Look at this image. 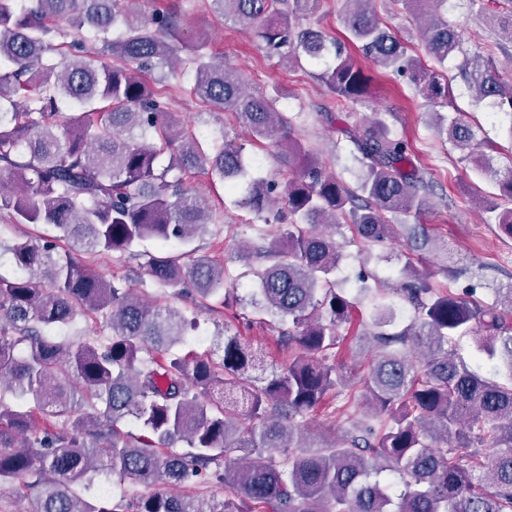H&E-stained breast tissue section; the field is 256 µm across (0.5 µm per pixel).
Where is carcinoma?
<instances>
[{"mask_svg":"<svg viewBox=\"0 0 512 512\" xmlns=\"http://www.w3.org/2000/svg\"><path fill=\"white\" fill-rule=\"evenodd\" d=\"M131 0H0V210L15 224L50 232L7 246L15 274L0 276V485L35 489L23 512H512V286L482 303L434 288L407 265L396 291L411 307L398 330V308L378 303L369 333L377 354L364 398L378 425L351 421L346 434L316 444L309 416L336 388L338 329L361 325L356 300L329 278L342 253L336 226L367 243L405 234L434 244L409 220L431 208L434 180L409 142L379 120L352 138L361 173L354 187L326 170L296 137L275 101L247 89L243 74L207 58L206 42L182 40L177 13L159 10L147 25ZM224 19L280 60L322 68L338 97L361 103L372 76L340 44L301 19L315 0H210ZM370 0H344L351 41L382 69L406 79L429 103V126L480 171L488 160L471 125L438 111L449 87L408 54L382 26ZM512 41V13H492ZM438 65L462 57L471 97L509 119L512 86L490 58L471 55L437 15L422 29ZM185 52L194 65L189 94L229 112L258 141L284 148L294 174L285 183L249 176L255 167L232 140L199 150L155 96L149 79L176 78L169 66ZM168 165L157 171L160 153ZM208 169L239 196L236 205L264 217L250 298L227 284L224 266L193 247L214 223L209 202L184 187L190 170ZM487 223L512 238V175L501 179ZM162 250L140 268L163 290L144 300L127 280L89 268L83 254L138 259L140 242ZM241 251L245 257L253 254ZM230 310L248 302L282 324L281 344L295 349L282 373L262 381L253 347L224 337L223 356L163 357L198 321L178 306L186 288ZM88 317L98 330L72 344L48 332ZM472 336L505 381L472 371L452 343ZM61 421L41 428L38 420ZM138 423L145 434L122 429ZM187 447L176 450L178 443ZM468 450L466 459L457 452ZM400 477L388 494L381 473ZM207 475L224 499L174 494ZM97 477L154 487L98 508L78 492Z\"/></svg>","mask_w":512,"mask_h":512,"instance_id":"carcinoma-1","label":"carcinoma"}]
</instances>
